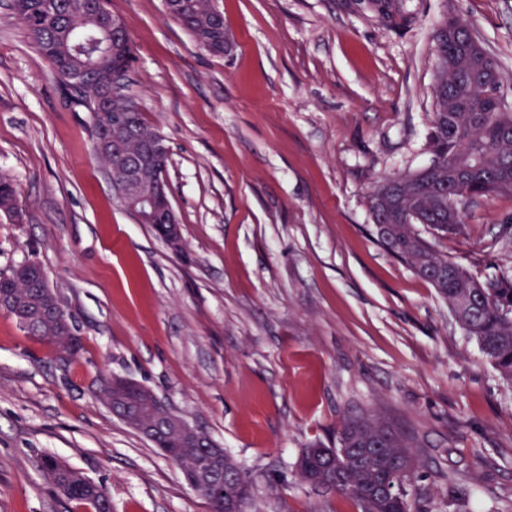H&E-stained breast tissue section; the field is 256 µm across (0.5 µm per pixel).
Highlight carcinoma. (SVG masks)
Masks as SVG:
<instances>
[{
	"mask_svg": "<svg viewBox=\"0 0 512 512\" xmlns=\"http://www.w3.org/2000/svg\"><path fill=\"white\" fill-rule=\"evenodd\" d=\"M11 12L49 63L51 74L66 100L89 112L93 137L112 124V114L96 106L98 87L72 89L68 67L94 69L99 81L112 82L115 73H129L136 62L130 32L125 52L103 56L109 32L75 0L62 2L55 15L44 11L43 0H13ZM211 0H176L169 17L207 49L214 30ZM475 33L464 18L453 29L443 20L434 36L436 74L434 110L428 132L430 164L385 178L370 199L376 239L392 255L406 261L448 302L459 325L476 340L483 356L512 387V280L492 278L479 282L460 263L437 253L432 240L466 233L464 213L469 204L497 194H512V104L502 103L505 88H512L497 61L471 53ZM19 201L12 179L0 175V207L11 212ZM42 266L26 261L0 275V289L12 291L22 306L34 309L40 300ZM31 336L53 345L76 339L73 323L57 329L37 318ZM415 458L407 440L378 420L359 417L343 420L336 447L312 445L302 452L298 473L306 482L329 487L350 497L358 512H410L405 486L415 475ZM42 468L54 486L67 483V499L87 512H112L106 487L91 484L83 473L54 458H43ZM226 492L245 509L251 484L239 466L224 455Z\"/></svg>",
	"mask_w": 512,
	"mask_h": 512,
	"instance_id": "obj_1",
	"label": "carcinoma"
}]
</instances>
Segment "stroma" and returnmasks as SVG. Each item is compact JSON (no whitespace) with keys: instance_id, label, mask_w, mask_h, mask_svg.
Here are the masks:
<instances>
[{"instance_id":"stroma-1","label":"stroma","mask_w":512,"mask_h":512,"mask_svg":"<svg viewBox=\"0 0 512 512\" xmlns=\"http://www.w3.org/2000/svg\"><path fill=\"white\" fill-rule=\"evenodd\" d=\"M215 0L217 57L163 0H108L136 51L127 91L169 149L181 224L173 251L117 199L88 113L0 0V174L22 223L0 213V273L44 268L82 349L0 312V512H74L43 475L60 458L103 484L112 512H210L179 468L112 414L103 378L151 389L233 457L247 512H357L298 475L347 418L407 437L412 512H512V387L436 289L375 239L369 198L430 160L433 34L468 19L512 75V0ZM512 195L471 204L437 249L484 281L512 278L498 238Z\"/></svg>"}]
</instances>
